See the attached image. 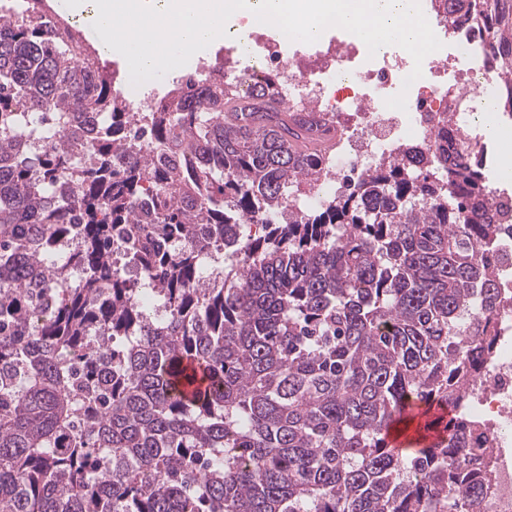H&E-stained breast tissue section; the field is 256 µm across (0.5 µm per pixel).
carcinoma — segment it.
<instances>
[{"label": "carcinoma", "mask_w": 512, "mask_h": 512, "mask_svg": "<svg viewBox=\"0 0 512 512\" xmlns=\"http://www.w3.org/2000/svg\"><path fill=\"white\" fill-rule=\"evenodd\" d=\"M430 6L448 30L483 21L512 109V0ZM238 79L190 72L136 119L100 50L0 16V512H472L461 380L502 302L481 153L450 161L442 126L419 168L399 148L296 211L336 122L279 107L276 73ZM29 122L60 141L19 151ZM196 224L256 226L213 260L217 288ZM415 402L421 448L391 447Z\"/></svg>", "instance_id": "obj_1"}]
</instances>
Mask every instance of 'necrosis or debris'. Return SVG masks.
Masks as SVG:
<instances>
[{"mask_svg":"<svg viewBox=\"0 0 512 512\" xmlns=\"http://www.w3.org/2000/svg\"><path fill=\"white\" fill-rule=\"evenodd\" d=\"M448 57L431 61L421 78L410 80L412 63L400 52L376 55L371 65L356 64L359 48L335 40L316 45L313 53L285 51L271 37L251 38L245 56L254 74H262L270 59L280 65L289 107L336 118L345 128L344 158L333 163L312 194L320 201L334 194L357 169L370 168L391 143L407 141L428 149L431 134L443 115L455 128L471 127L480 109L477 100L496 93L498 79L486 69H464L463 59L479 51L465 35L450 36ZM406 90V108L385 101ZM496 347L465 383V413L476 422L482 447L492 449L487 467H473L472 481H483L476 512H512V307L499 310Z\"/></svg>","mask_w":512,"mask_h":512,"instance_id":"obj_1","label":"necrosis or debris"}]
</instances>
